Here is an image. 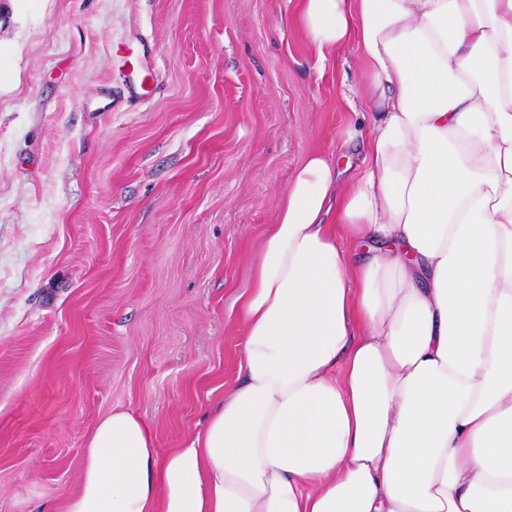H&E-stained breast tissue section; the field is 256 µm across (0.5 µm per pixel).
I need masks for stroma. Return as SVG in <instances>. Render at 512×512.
Here are the masks:
<instances>
[{"instance_id":"35a3bbf8","label":"stroma","mask_w":512,"mask_h":512,"mask_svg":"<svg viewBox=\"0 0 512 512\" xmlns=\"http://www.w3.org/2000/svg\"><path fill=\"white\" fill-rule=\"evenodd\" d=\"M299 0H8L0 23V512H64L123 409L159 454L242 353L239 298L312 152L372 108ZM145 85L148 94L133 89Z\"/></svg>"}]
</instances>
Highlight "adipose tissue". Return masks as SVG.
<instances>
[{
  "label": "adipose tissue",
  "mask_w": 512,
  "mask_h": 512,
  "mask_svg": "<svg viewBox=\"0 0 512 512\" xmlns=\"http://www.w3.org/2000/svg\"><path fill=\"white\" fill-rule=\"evenodd\" d=\"M383 115L296 171L205 429L102 418L66 512H512V0H301ZM364 246L356 260L351 250Z\"/></svg>",
  "instance_id": "1"
}]
</instances>
